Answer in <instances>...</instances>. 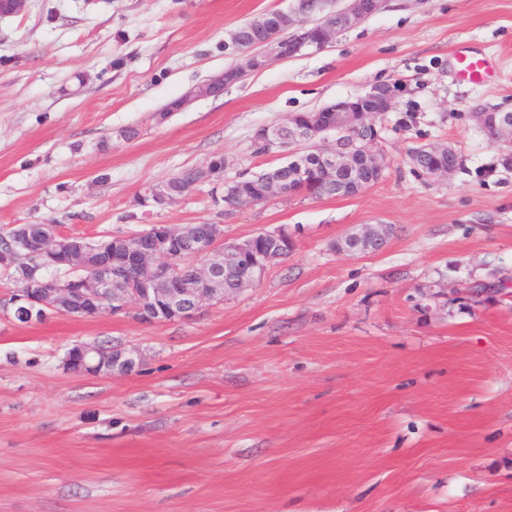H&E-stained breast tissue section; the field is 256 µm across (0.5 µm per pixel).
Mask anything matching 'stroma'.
<instances>
[{"instance_id":"obj_1","label":"stroma","mask_w":512,"mask_h":512,"mask_svg":"<svg viewBox=\"0 0 512 512\" xmlns=\"http://www.w3.org/2000/svg\"><path fill=\"white\" fill-rule=\"evenodd\" d=\"M291 0H29L0 19V231L92 239L150 224L288 232L251 288L187 321L0 318V512H512V165L476 121L512 111V0H386L321 52L166 106L238 64L231 32ZM487 64L461 78L460 56ZM384 83L382 179L352 197L228 207L220 183L139 196L223 155L277 166L254 134ZM137 129L136 138L121 133ZM452 144L448 179L408 149ZM363 224L374 253L335 243ZM136 371L68 370L75 344ZM185 193L179 195L172 188V184L170 181L163 182L161 184L153 185L146 189L145 193L140 197V204L144 207H148L151 205H164L172 203L181 197H183ZM364 231L349 233L337 242L336 248L351 255L367 254L379 251L392 235V226L388 224H373ZM66 364L79 376H112L134 372L139 360L122 347L89 342L71 347L67 352Z\"/></svg>"}]
</instances>
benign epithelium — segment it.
I'll return each mask as SVG.
<instances>
[{"mask_svg":"<svg viewBox=\"0 0 512 512\" xmlns=\"http://www.w3.org/2000/svg\"><path fill=\"white\" fill-rule=\"evenodd\" d=\"M384 3L348 0L345 7L333 10L332 0H295L274 22L265 14L252 20L249 25L264 32L262 41L244 46L238 34H232L231 45L244 62L189 89L178 98L179 108L199 98L219 96L225 87L276 61L323 50L339 34L380 12ZM391 105L390 87L374 84L362 95L338 99L316 112L293 114L284 123L261 127L254 141L268 150L279 147L282 129H288L289 160L278 170L291 173L301 194L307 171L312 168L339 187L341 194L345 191L343 174L352 172L351 187L359 193L376 184L385 171L386 158L379 147L376 122ZM487 114L486 110L476 113L477 121L509 164L512 111L496 112L489 125ZM308 153L316 160L313 167L303 161ZM362 154L369 163L357 169L353 160ZM426 157L434 158L436 164L422 166ZM411 164L422 175L439 179L457 170L460 157L450 145L424 144L415 149ZM200 172L204 182L223 181L224 156L212 157ZM256 178L258 194L237 199V206H254L287 196L277 170L264 171ZM180 198L166 181L146 189L140 204L161 206ZM391 235V225L375 224L346 235L336 248L351 255L367 254L382 249ZM292 247V239L279 230L227 240L224 225L209 224L205 233L187 242L179 228L153 224L125 236L122 248L113 250L104 241L65 233L56 224H39L33 234L19 224L0 233V275L10 282L7 295L0 298V314L26 324H40L56 315L82 318L123 312L148 323L189 320L204 305L224 301L226 268L237 269L239 287L244 289L260 281ZM52 267L66 270V278L46 276L45 270ZM66 364L79 376H110L135 371L139 360L119 346L89 342L71 347Z\"/></svg>","mask_w":512,"mask_h":512,"instance_id":"1","label":"benign epithelium"}]
</instances>
